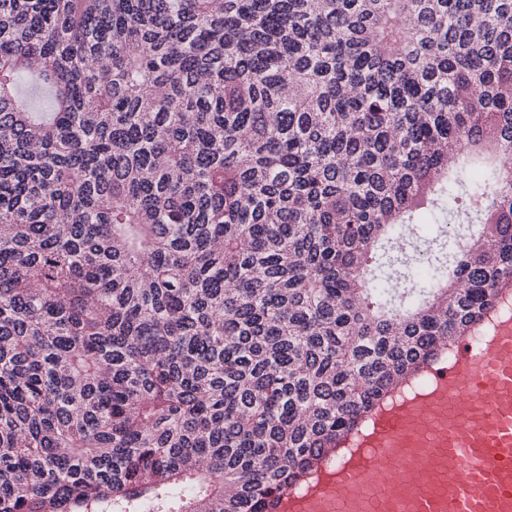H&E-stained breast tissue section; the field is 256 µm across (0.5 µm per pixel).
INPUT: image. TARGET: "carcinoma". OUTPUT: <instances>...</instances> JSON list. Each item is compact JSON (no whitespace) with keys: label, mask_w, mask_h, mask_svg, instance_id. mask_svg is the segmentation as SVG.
I'll return each instance as SVG.
<instances>
[{"label":"carcinoma","mask_w":512,"mask_h":512,"mask_svg":"<svg viewBox=\"0 0 512 512\" xmlns=\"http://www.w3.org/2000/svg\"><path fill=\"white\" fill-rule=\"evenodd\" d=\"M510 153L512 0H0V512H277L512 296ZM447 225L449 226L446 227V224H421L418 227L417 232L423 238H437V243L443 244L446 238L450 235H459L464 237L465 235L469 236V234H473V227L475 226V224H472V226L469 227H467V224H461L459 227V224ZM446 231H448V233H446Z\"/></svg>","instance_id":"carcinoma-1"}]
</instances>
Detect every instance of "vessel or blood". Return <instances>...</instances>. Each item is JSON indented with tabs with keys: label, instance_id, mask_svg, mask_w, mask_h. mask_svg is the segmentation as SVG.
I'll return each mask as SVG.
<instances>
[{
	"label": "vessel or blood",
	"instance_id": "obj_1",
	"mask_svg": "<svg viewBox=\"0 0 512 512\" xmlns=\"http://www.w3.org/2000/svg\"><path fill=\"white\" fill-rule=\"evenodd\" d=\"M431 378L281 512H512V318L481 349L460 340Z\"/></svg>",
	"mask_w": 512,
	"mask_h": 512
}]
</instances>
